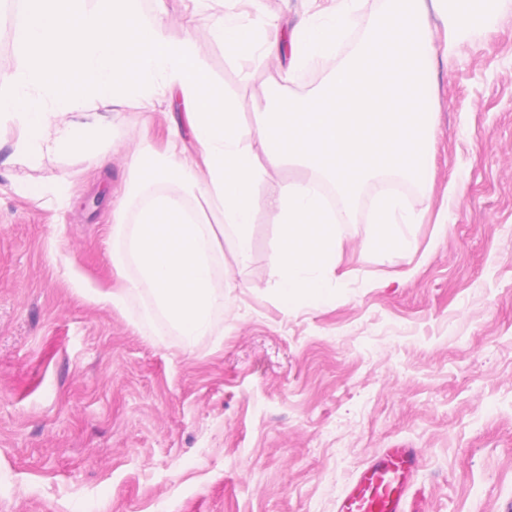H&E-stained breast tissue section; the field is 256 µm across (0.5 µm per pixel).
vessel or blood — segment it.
Segmentation results:
<instances>
[{
	"label": "vessel or blood",
	"instance_id": "1",
	"mask_svg": "<svg viewBox=\"0 0 512 512\" xmlns=\"http://www.w3.org/2000/svg\"><path fill=\"white\" fill-rule=\"evenodd\" d=\"M417 448H384L370 458L336 499L335 512H427L414 487L422 467Z\"/></svg>",
	"mask_w": 512,
	"mask_h": 512
}]
</instances>
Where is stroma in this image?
Masks as SVG:
<instances>
[{
	"label": "stroma",
	"mask_w": 512,
	"mask_h": 512,
	"mask_svg": "<svg viewBox=\"0 0 512 512\" xmlns=\"http://www.w3.org/2000/svg\"><path fill=\"white\" fill-rule=\"evenodd\" d=\"M162 15L256 125L273 95L305 96L318 65L224 53L218 9L137 0ZM24 20L0 0V73L18 66ZM434 138L409 198L414 250L367 249L376 180L334 257L335 291L292 305L270 265L278 226L258 209L247 266L214 273L224 307L183 348L146 293L123 307L84 289L118 285L112 208L141 146L165 148L172 115L125 102L75 114L108 126L83 154L17 161L0 127V512H335L382 448L421 449L431 512L512 504V10L445 44L431 15ZM446 219L439 230L438 219Z\"/></svg>",
	"instance_id": "stroma-1"
}]
</instances>
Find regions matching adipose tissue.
I'll list each match as a JSON object with an SVG mask.
<instances>
[{
  "instance_id": "adipose-tissue-1",
  "label": "adipose tissue",
  "mask_w": 512,
  "mask_h": 512,
  "mask_svg": "<svg viewBox=\"0 0 512 512\" xmlns=\"http://www.w3.org/2000/svg\"><path fill=\"white\" fill-rule=\"evenodd\" d=\"M374 233L368 241L370 249L389 259L413 250L414 218L404 203L393 197L381 198L373 214Z\"/></svg>"
}]
</instances>
